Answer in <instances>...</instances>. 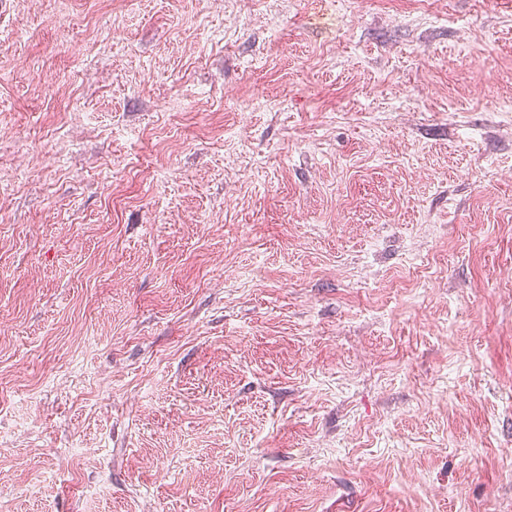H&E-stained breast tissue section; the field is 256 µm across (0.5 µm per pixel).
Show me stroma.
<instances>
[{
    "mask_svg": "<svg viewBox=\"0 0 512 512\" xmlns=\"http://www.w3.org/2000/svg\"><path fill=\"white\" fill-rule=\"evenodd\" d=\"M0 512H512V0H0Z\"/></svg>",
    "mask_w": 512,
    "mask_h": 512,
    "instance_id": "stroma-1",
    "label": "stroma"
}]
</instances>
